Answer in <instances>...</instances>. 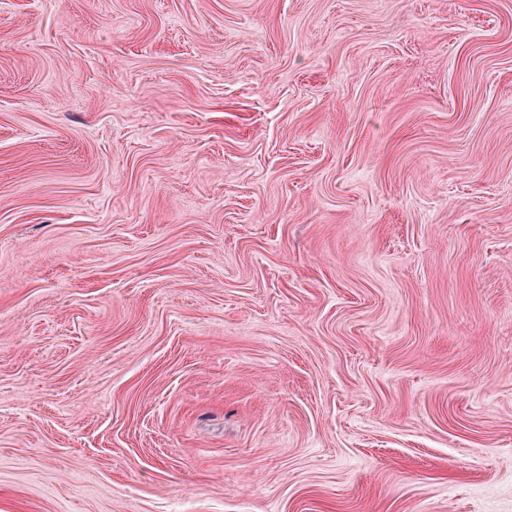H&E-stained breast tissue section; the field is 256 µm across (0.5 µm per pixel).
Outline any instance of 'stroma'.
I'll use <instances>...</instances> for the list:
<instances>
[{"instance_id": "obj_1", "label": "stroma", "mask_w": 512, "mask_h": 512, "mask_svg": "<svg viewBox=\"0 0 512 512\" xmlns=\"http://www.w3.org/2000/svg\"><path fill=\"white\" fill-rule=\"evenodd\" d=\"M0 512H512V0H0Z\"/></svg>"}]
</instances>
